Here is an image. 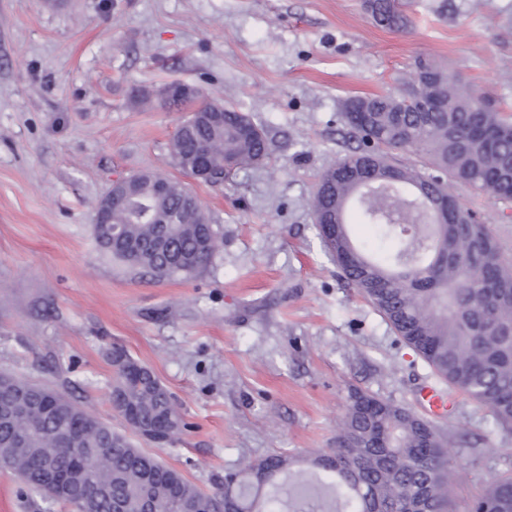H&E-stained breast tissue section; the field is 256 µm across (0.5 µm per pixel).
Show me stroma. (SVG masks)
I'll return each mask as SVG.
<instances>
[{"label":"stroma","mask_w":512,"mask_h":512,"mask_svg":"<svg viewBox=\"0 0 512 512\" xmlns=\"http://www.w3.org/2000/svg\"><path fill=\"white\" fill-rule=\"evenodd\" d=\"M406 31L363 0H0V373L80 400L126 431L109 400L118 347L151 368L189 428L152 448L204 490L279 452L335 447L360 389L403 406L440 380L339 276L309 210L321 172L354 147V96L398 90L434 57L512 116V0H402ZM180 82L249 112L270 158L216 184L171 157L187 113L137 101ZM189 185L221 238L191 277L158 281L97 242L113 180ZM512 258V205L452 187ZM436 420L455 460L451 512L512 473V432L460 392ZM0 512H73L0 468Z\"/></svg>","instance_id":"1"}]
</instances>
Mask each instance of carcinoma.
Listing matches in <instances>:
<instances>
[{"mask_svg":"<svg viewBox=\"0 0 512 512\" xmlns=\"http://www.w3.org/2000/svg\"><path fill=\"white\" fill-rule=\"evenodd\" d=\"M365 8L382 27H407L400 0H365ZM221 108L224 128L201 123L190 138L177 131V167L195 159L200 142L215 143L211 163L226 178L269 159L264 128L236 106ZM341 117L357 147L320 174L311 197L313 214L322 217L315 228L324 251L438 376L511 432L512 261L451 187L461 183L512 204V122L460 91L444 65L423 58L403 88L356 98ZM399 153L414 161H399ZM138 191L112 210V223L94 225L101 247L157 280L202 270L219 245L209 217L201 211L170 224L181 194L159 201L147 177ZM355 204L361 223L393 243L385 259L352 235ZM114 224L122 226L115 240ZM115 355L126 361L115 370L113 408L145 443H174L187 424L168 390L126 352ZM1 387L55 403L48 413L34 402L26 417L0 416V450L11 454L6 468L30 489L70 504L43 470L44 458H53L72 487L95 500L87 512H113L117 502L126 512H144L149 500L156 512H167L173 498L182 512H196L203 498L224 500V512H275L285 504L291 512H449L453 457L441 433L413 409L364 391L349 399L336 447L313 456L270 455L226 471L221 486L205 491L77 401L6 374ZM69 448L109 453L87 469ZM304 466L332 475L334 496L308 480L278 482ZM469 512H512V474L493 479Z\"/></svg>","mask_w":512,"mask_h":512,"instance_id":"1","label":"carcinoma"}]
</instances>
